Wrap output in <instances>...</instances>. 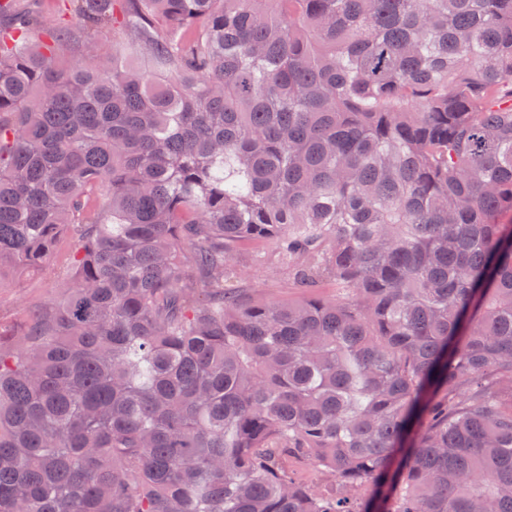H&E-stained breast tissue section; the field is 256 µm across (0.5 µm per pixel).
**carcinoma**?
Returning <instances> with one entry per match:
<instances>
[{
	"mask_svg": "<svg viewBox=\"0 0 512 512\" xmlns=\"http://www.w3.org/2000/svg\"><path fill=\"white\" fill-rule=\"evenodd\" d=\"M70 2L0 0V512H512V0ZM112 26L100 29L90 36L71 39L58 55L62 67L88 65L93 62L112 61ZM66 254L67 245L63 244L47 266L0 281V324L5 331L13 328L30 307L57 296V285L67 274ZM249 265L239 283L247 294L279 300L301 297L294 288H289L288 278L279 271L278 261L273 255H267L258 265ZM290 469L294 478L309 485H316L326 494L335 490L334 485L327 481L310 461H294Z\"/></svg>",
	"mask_w": 512,
	"mask_h": 512,
	"instance_id": "1",
	"label": "carcinoma"
}]
</instances>
